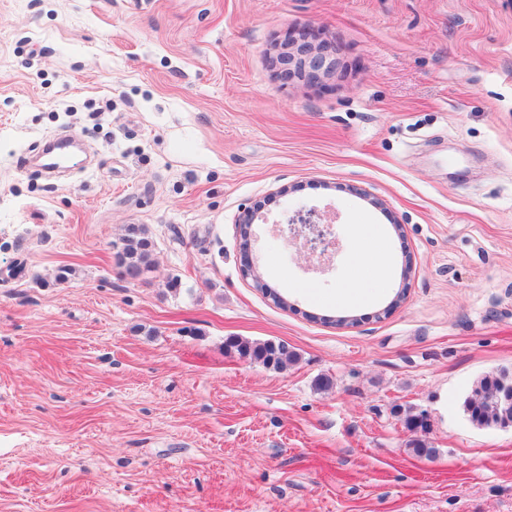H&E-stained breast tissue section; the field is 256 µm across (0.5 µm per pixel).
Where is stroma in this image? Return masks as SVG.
<instances>
[{
	"instance_id": "stroma-1",
	"label": "stroma",
	"mask_w": 512,
	"mask_h": 512,
	"mask_svg": "<svg viewBox=\"0 0 512 512\" xmlns=\"http://www.w3.org/2000/svg\"><path fill=\"white\" fill-rule=\"evenodd\" d=\"M304 33L334 67L281 80ZM299 209L325 255L282 233ZM360 223L388 281L349 304ZM500 370L512 0H0V512H512V427L463 411ZM116 252L125 278L140 280L149 270L153 243L143 227L131 224ZM229 345L236 348L243 357L260 362L269 368L283 369L295 360L294 352L283 342L250 343L231 339Z\"/></svg>"
}]
</instances>
